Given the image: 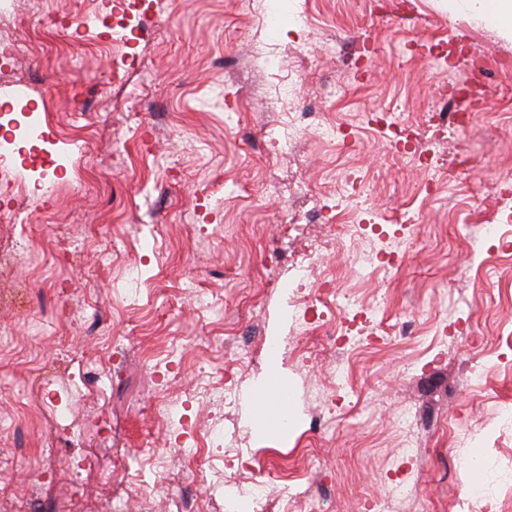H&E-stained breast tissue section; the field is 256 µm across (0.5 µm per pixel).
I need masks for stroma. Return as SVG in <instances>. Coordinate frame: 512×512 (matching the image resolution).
I'll use <instances>...</instances> for the list:
<instances>
[{
    "mask_svg": "<svg viewBox=\"0 0 512 512\" xmlns=\"http://www.w3.org/2000/svg\"><path fill=\"white\" fill-rule=\"evenodd\" d=\"M130 2L17 0L29 51L0 54V102L26 87L11 117L46 132L15 157L17 182L46 148L81 175L23 198L0 185V322L13 329L0 421L29 411L0 429V512H117L143 487L150 512H226L227 493L255 480L266 512H284L283 485L310 465L325 474L308 486L320 512H366L396 482L411 494L395 512H458L468 497L512 512V40L448 0H255L273 9L267 28L238 0H155L116 65L100 20ZM68 11L95 21L61 37L46 21ZM286 79L293 106L326 113L347 140L286 139ZM450 88L484 96L435 145L428 195L427 171L370 118L423 123ZM348 173L370 194L373 247L399 261L358 284L349 251L325 255L388 333L350 337L351 386L318 401L335 359L326 334L344 319L329 304L297 334L294 263L309 241L284 233L282 211L304 180L320 195L310 223H349L354 201L329 191ZM189 279L210 307L193 304ZM89 311L98 336L128 338L124 354L85 334ZM267 338L281 345L273 362ZM230 377L233 401H208ZM169 397L187 398L183 419L155 415ZM189 427L220 439L183 446Z\"/></svg>",
    "mask_w": 512,
    "mask_h": 512,
    "instance_id": "1",
    "label": "stroma"
}]
</instances>
